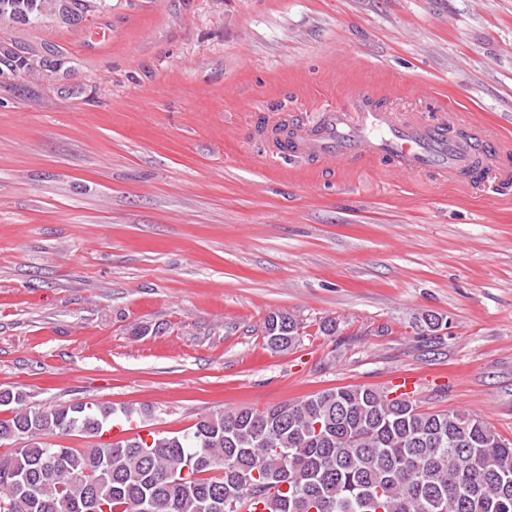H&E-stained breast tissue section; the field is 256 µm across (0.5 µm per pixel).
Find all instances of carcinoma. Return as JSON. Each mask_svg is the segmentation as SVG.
I'll return each mask as SVG.
<instances>
[{
  "mask_svg": "<svg viewBox=\"0 0 512 512\" xmlns=\"http://www.w3.org/2000/svg\"><path fill=\"white\" fill-rule=\"evenodd\" d=\"M69 0H0V25L63 18ZM83 14L109 0H74ZM63 65L0 42V78L22 81ZM302 323L270 313L273 350L299 340ZM0 512H512V443L461 411L429 412L365 386L323 390L265 411L205 415L177 435L102 444L88 451L44 437L94 436L129 407L78 402L55 409L0 391Z\"/></svg>",
  "mask_w": 512,
  "mask_h": 512,
  "instance_id": "cac0c4a2",
  "label": "carcinoma"
}]
</instances>
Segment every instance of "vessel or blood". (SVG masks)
Masks as SVG:
<instances>
[{
	"label": "vessel or blood",
	"mask_w": 512,
	"mask_h": 512,
	"mask_svg": "<svg viewBox=\"0 0 512 512\" xmlns=\"http://www.w3.org/2000/svg\"><path fill=\"white\" fill-rule=\"evenodd\" d=\"M457 122L450 115L433 122L402 119L360 94L352 110L336 108L323 113L318 123L290 125L285 136L272 140L271 148L287 156L359 163L378 159L398 174L429 171L454 177L473 165L477 168L473 182L480 187L494 172L500 180L512 179V171L499 172L493 165L498 138L475 127L470 140L449 139L448 128Z\"/></svg>",
	"instance_id": "obj_1"
}]
</instances>
